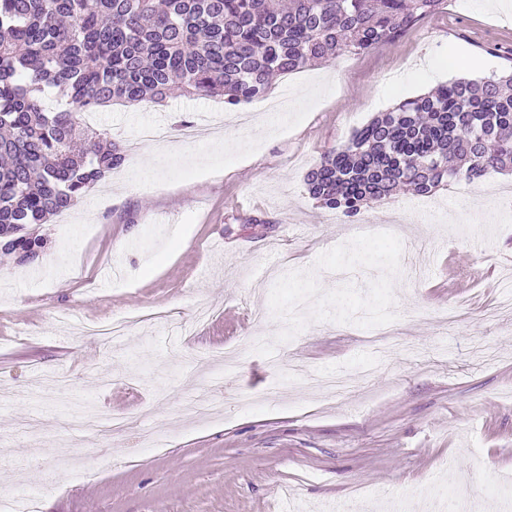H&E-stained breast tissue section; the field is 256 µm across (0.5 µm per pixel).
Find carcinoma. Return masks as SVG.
I'll return each mask as SVG.
<instances>
[{"instance_id":"carcinoma-1","label":"carcinoma","mask_w":512,"mask_h":512,"mask_svg":"<svg viewBox=\"0 0 512 512\" xmlns=\"http://www.w3.org/2000/svg\"><path fill=\"white\" fill-rule=\"evenodd\" d=\"M441 0H0V250L47 242L34 224L71 210L124 162L79 114L175 96L236 109L271 79L394 40ZM65 104L48 110L46 89ZM512 74L455 79L375 117L305 177L351 218L401 187L429 196L512 171Z\"/></svg>"}]
</instances>
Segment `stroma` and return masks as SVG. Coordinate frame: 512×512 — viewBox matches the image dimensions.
Returning <instances> with one entry per match:
<instances>
[{
	"label": "stroma",
	"instance_id": "1",
	"mask_svg": "<svg viewBox=\"0 0 512 512\" xmlns=\"http://www.w3.org/2000/svg\"><path fill=\"white\" fill-rule=\"evenodd\" d=\"M511 70L512 9L441 0L392 42L275 80L267 97L286 106L264 128L184 143L138 196L116 180L109 207L87 197L74 224L35 226L40 262L0 253V493L36 491L34 512H386L452 485L512 512L498 487L512 478V313L495 311L512 271V208L496 193L512 173L352 219L304 181L400 100ZM217 107L111 105L97 126L124 142L162 125L176 141L178 122L207 125ZM397 221V238L357 234ZM158 308L165 320L117 343L77 331ZM380 325L394 338L366 348ZM227 346L232 367L200 358ZM292 361L373 374L325 400L292 386ZM192 374L223 415L182 414ZM89 410L134 421L97 440L79 425Z\"/></svg>",
	"mask_w": 512,
	"mask_h": 512
}]
</instances>
